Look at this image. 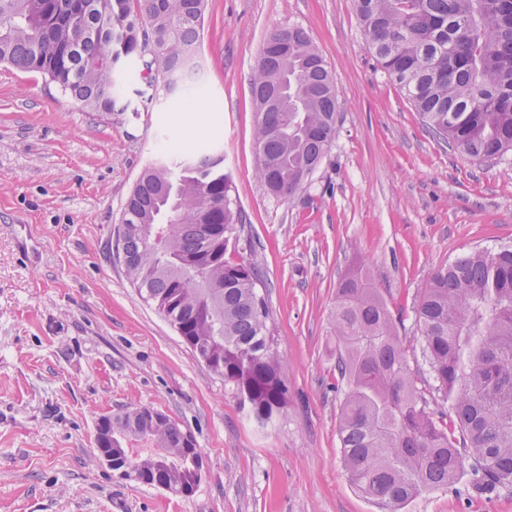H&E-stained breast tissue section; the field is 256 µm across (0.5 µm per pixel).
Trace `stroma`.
<instances>
[{
  "mask_svg": "<svg viewBox=\"0 0 512 512\" xmlns=\"http://www.w3.org/2000/svg\"><path fill=\"white\" fill-rule=\"evenodd\" d=\"M290 26L336 85V139L282 200L255 176L251 76L268 35ZM199 60L197 97L166 95L127 61L109 115L0 64V512H378L341 458L337 289L367 272L422 376L412 310L429 274L512 244V152L480 161L437 139L380 68L355 0H207ZM209 130L246 216L228 257L258 273L288 387L267 428L116 258L125 201L165 136L192 154ZM138 406L194 436L193 494L121 478L100 458V419ZM404 512H512V489L481 495L464 475Z\"/></svg>",
  "mask_w": 512,
  "mask_h": 512,
  "instance_id": "1",
  "label": "stroma"
}]
</instances>
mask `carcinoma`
<instances>
[{"mask_svg":"<svg viewBox=\"0 0 512 512\" xmlns=\"http://www.w3.org/2000/svg\"><path fill=\"white\" fill-rule=\"evenodd\" d=\"M0 0V62L38 71L82 107L110 115L120 90L114 72L137 57L140 26L159 45L150 70L178 76L172 95L195 91L181 57L198 50L205 0ZM369 47L438 138L476 159L512 151V0H356ZM281 103H265L273 78ZM257 177L289 198L329 152L336 88L319 49L299 27L266 40L251 80ZM224 157L195 159L168 148L129 194L121 223L126 273L241 406L260 425L287 402L272 353L265 298L255 269L226 258L245 215L224 174ZM433 389L453 417L427 410L409 347L370 277L343 280L332 312L339 441L351 484L379 508L400 512L424 493L468 473L480 493L512 488V248L478 249L433 270L413 307ZM139 407L101 418L97 441L113 449L112 470L161 472L189 495L202 455L167 415ZM160 452L138 459L125 444Z\"/></svg>","mask_w":512,"mask_h":512,"instance_id":"cac0c4a2","label":"carcinoma"}]
</instances>
